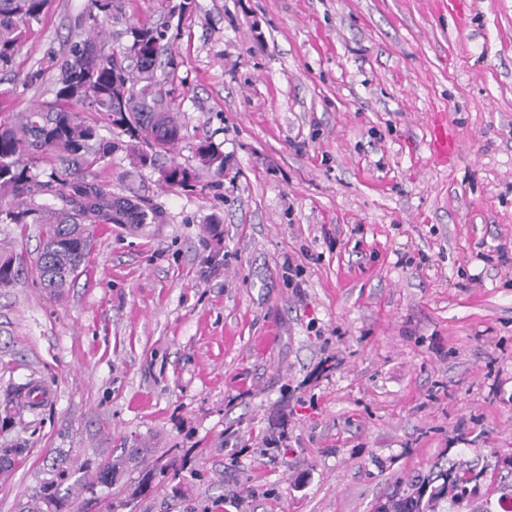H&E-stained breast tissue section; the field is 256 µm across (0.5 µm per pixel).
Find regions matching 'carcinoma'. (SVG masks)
Listing matches in <instances>:
<instances>
[{"mask_svg": "<svg viewBox=\"0 0 512 512\" xmlns=\"http://www.w3.org/2000/svg\"><path fill=\"white\" fill-rule=\"evenodd\" d=\"M47 0H0V69L11 66L23 25L41 22ZM130 49L135 59L125 66L102 53L94 36L71 43L68 55L60 64L54 99L26 112H17L0 120V223L25 224L27 218L39 225V247L32 266L44 287H66L85 263L93 246L90 225L149 224L159 212L137 199L107 196L87 179L91 166L103 151L97 132L99 124L117 125L130 139L140 133L161 148L175 145L181 127L174 117L157 109L153 84L139 90L130 85V72L152 76L164 39L161 30L142 24L132 28ZM82 104L96 112L97 122L85 120L72 105ZM54 154L61 168V178L51 190L61 208L48 213V206L34 201V178L25 157L34 153ZM196 154H207L214 160L211 169L224 173V156L207 143L196 147ZM170 187L187 185L193 175L177 165L168 169ZM24 260L15 266L0 264V287L18 280ZM135 457L108 460L95 465L87 480L75 478L76 471L68 462V454L58 453L43 479L37 496L19 507V512H72L73 492L91 491L97 485L110 486L123 476L127 463ZM484 468L472 462H451L426 477L419 475L396 488L386 501L377 506L389 512H423L424 507L441 501L459 505L476 494ZM496 502L485 500L480 512H505L503 503L512 502V483L500 482Z\"/></svg>", "mask_w": 512, "mask_h": 512, "instance_id": "1", "label": "carcinoma"}]
</instances>
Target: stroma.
<instances>
[{
  "label": "stroma",
  "instance_id": "1",
  "mask_svg": "<svg viewBox=\"0 0 512 512\" xmlns=\"http://www.w3.org/2000/svg\"><path fill=\"white\" fill-rule=\"evenodd\" d=\"M118 2L47 0L0 71L1 118L53 99L76 34L121 56L147 23L182 125L143 165L99 130L92 180L159 223L96 225L60 292L0 288V400L47 392L0 426L22 449L0 512L60 448L142 451L81 512H373L434 464L512 454V0H466L463 25L441 0ZM430 151L432 155L443 163L453 159L458 153V141L448 133V122L435 120L431 127Z\"/></svg>",
  "mask_w": 512,
  "mask_h": 512
}]
</instances>
